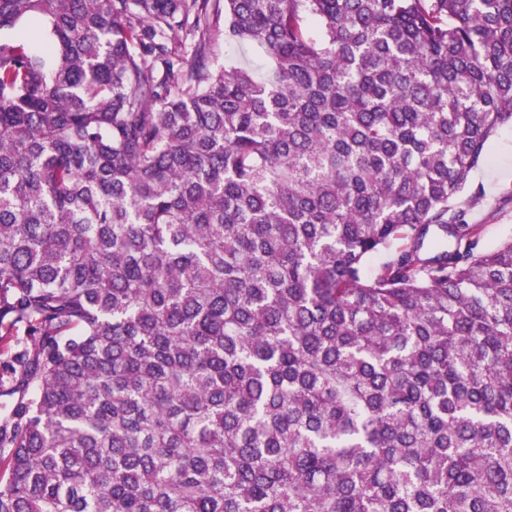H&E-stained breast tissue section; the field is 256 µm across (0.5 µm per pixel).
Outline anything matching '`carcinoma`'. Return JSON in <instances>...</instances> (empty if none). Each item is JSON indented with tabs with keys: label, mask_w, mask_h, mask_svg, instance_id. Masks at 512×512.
Returning a JSON list of instances; mask_svg holds the SVG:
<instances>
[{
	"label": "carcinoma",
	"mask_w": 512,
	"mask_h": 512,
	"mask_svg": "<svg viewBox=\"0 0 512 512\" xmlns=\"http://www.w3.org/2000/svg\"><path fill=\"white\" fill-rule=\"evenodd\" d=\"M2 32L0 512H512V241L456 204L512 124V0ZM215 54L219 63H224V54H228L233 60L250 64L261 72H264L266 67L264 54L257 46L225 47L222 37L215 45Z\"/></svg>",
	"instance_id": "cac0c4a2"
}]
</instances>
